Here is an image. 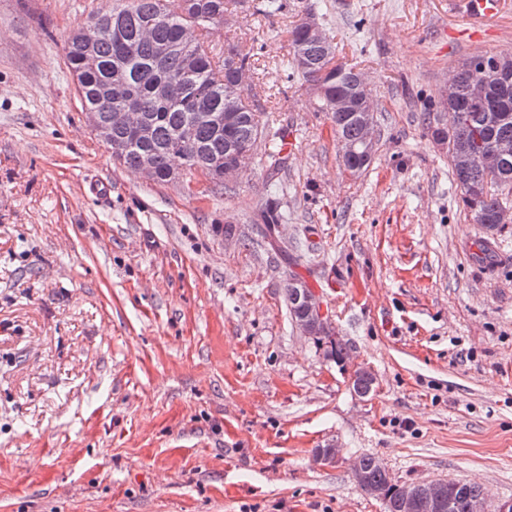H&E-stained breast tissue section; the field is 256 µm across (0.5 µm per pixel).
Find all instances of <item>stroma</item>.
<instances>
[{"instance_id": "stroma-1", "label": "stroma", "mask_w": 512, "mask_h": 512, "mask_svg": "<svg viewBox=\"0 0 512 512\" xmlns=\"http://www.w3.org/2000/svg\"><path fill=\"white\" fill-rule=\"evenodd\" d=\"M287 2L210 29L254 52L262 144L292 138L278 175L216 186L149 180L89 128L64 43L112 0H0V512H383L363 454L512 499V226L481 259L423 121L458 62L512 53V12L473 38L448 0ZM310 11L381 102L355 175L282 67ZM293 277L346 362L296 327Z\"/></svg>"}]
</instances>
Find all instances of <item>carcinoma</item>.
<instances>
[{"label": "carcinoma", "mask_w": 512, "mask_h": 512, "mask_svg": "<svg viewBox=\"0 0 512 512\" xmlns=\"http://www.w3.org/2000/svg\"><path fill=\"white\" fill-rule=\"evenodd\" d=\"M232 4L234 0H174L173 13L166 9L164 0H125L123 5L91 16L86 26L65 41V57L78 79L85 111L97 113L100 122L110 124L112 113L123 111L132 98L153 124V143L146 149L123 128L112 127V138L126 144V151L117 159L132 168H140L144 151H149L156 182L170 181L174 158L182 160L191 171L194 162L203 156L214 161L224 159L230 145L257 152L268 117L250 97L237 98L236 120L221 129L197 118L200 112L225 111L227 99L233 93L234 68L252 66L251 52L230 43L217 51L206 39L209 26L217 22V16L230 11ZM149 24L153 26V37L143 41L139 32ZM188 25L200 29L190 50L191 62H186L183 53L176 50L160 55L161 49L178 43L182 29ZM288 43L292 57L283 62L284 70L289 77L303 79L323 91L321 109L327 112L336 135L357 150L355 155L342 157L344 168L354 172L366 169L373 156L361 154V113H340L330 105L336 96L352 92L356 78L361 75L359 65L327 59L326 47L314 41L304 42L298 24L288 30ZM115 67L123 68L126 83L102 99L100 95L108 87ZM454 73L459 78L458 94L448 101V111L460 115V122L450 128L441 123L440 113L429 112L426 128L433 139L441 134L448 138L449 167L453 182L460 188L463 205L473 223L492 236L499 230V210L512 208V154L499 159L490 169L480 164L479 155L493 151L502 140L512 141V83L505 87L485 79L470 59L457 66ZM166 80L186 84L188 93L182 101L165 103L157 98L155 87ZM477 90L496 100L499 107L473 103L472 95ZM192 120L193 138L184 141L178 132ZM304 287L306 283L298 279L295 287L287 288L288 308L295 321L302 312L297 289ZM360 470L358 485L382 500L384 512H403L406 489L393 482L378 458L361 456ZM479 497L491 499L489 491L479 485L448 481V512H471V501Z\"/></svg>", "instance_id": "cac0c4a2"}]
</instances>
